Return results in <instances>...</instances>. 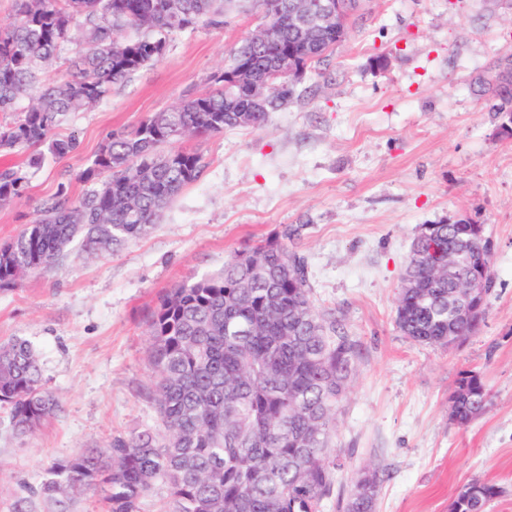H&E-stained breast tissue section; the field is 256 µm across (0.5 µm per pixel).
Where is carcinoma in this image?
Returning <instances> with one entry per match:
<instances>
[{
  "label": "carcinoma",
  "instance_id": "obj_1",
  "mask_svg": "<svg viewBox=\"0 0 512 512\" xmlns=\"http://www.w3.org/2000/svg\"><path fill=\"white\" fill-rule=\"evenodd\" d=\"M16 19L0 26V152L47 145L56 158L75 154L72 137L54 130L70 114L104 102L112 88L162 60L176 33L224 24V0H14ZM296 44L288 25L264 40L244 38L228 63L208 77L209 89L130 129L106 134L80 173L79 198L62 185L38 216L0 246V291L22 275L55 268L74 243L88 256L110 254L143 236L202 172L193 151L159 148L227 129L265 127L269 114L288 105L297 85L279 79L260 104L250 80L267 79L281 50ZM336 31L318 33L306 71L335 52ZM70 54L54 83L43 71ZM251 74L238 78L242 60ZM512 110V88L496 89L490 111ZM0 171V208L27 198L29 169ZM302 225L237 253L218 274L181 282L159 301L148 323V360L155 374L152 399L162 432L116 437L107 448H81L56 461L32 494L57 512L76 495L100 491L109 512H141L161 490L168 512H321L334 497L338 512H375L384 476L377 471L336 488L328 461L336 413L356 372L357 344L343 320L319 312L311 300L305 258L289 248ZM468 250L464 268L496 281L492 253H482L469 224H427L414 241L398 289L394 322L409 339L445 346L475 335L479 323L461 315L448 279V238ZM448 401L450 421L468 426L491 406L481 376L464 370ZM16 434L40 429L60 409L42 384L39 356L25 338L0 344V409ZM474 493L456 494L451 512H487L502 487L474 480Z\"/></svg>",
  "mask_w": 512,
  "mask_h": 512
}]
</instances>
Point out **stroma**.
<instances>
[{
  "instance_id": "stroma-1",
  "label": "stroma",
  "mask_w": 512,
  "mask_h": 512,
  "mask_svg": "<svg viewBox=\"0 0 512 512\" xmlns=\"http://www.w3.org/2000/svg\"><path fill=\"white\" fill-rule=\"evenodd\" d=\"M260 25L249 0H229L223 26L176 34L164 59L70 116L56 133L76 137L78 155L39 146L27 199L0 209V244L59 185L82 194L78 175L107 132L206 90ZM510 56L512 0H364L325 76L307 74L306 93L263 129L178 141L204 169L147 236L0 292V342L27 338L61 401L25 438L0 417V512L21 499L27 512H54L27 493L53 462L158 426L147 325L160 297L286 224L304 227L294 248L316 309L342 315L359 346L329 452L339 483L376 470V512H450L458 489L479 479L504 489L487 512H512V135L487 93ZM462 214L492 244L496 288L480 330L449 349L412 342L394 323L406 259L423 225ZM464 370L480 374L493 406L460 428L448 395Z\"/></svg>"
}]
</instances>
